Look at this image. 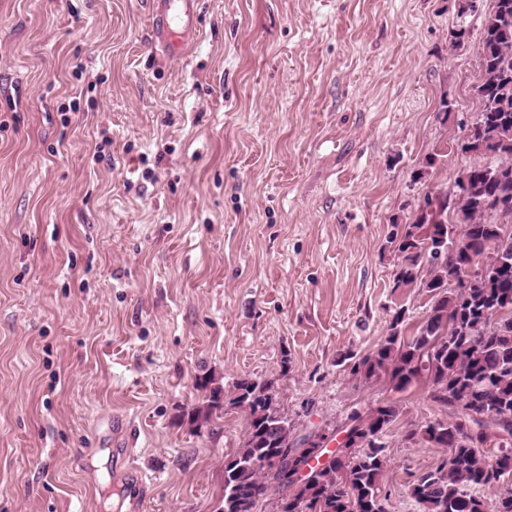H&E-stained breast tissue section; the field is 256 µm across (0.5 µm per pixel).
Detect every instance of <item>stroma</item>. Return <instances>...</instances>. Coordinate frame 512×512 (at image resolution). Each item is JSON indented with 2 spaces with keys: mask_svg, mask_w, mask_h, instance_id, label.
I'll use <instances>...</instances> for the list:
<instances>
[{
  "mask_svg": "<svg viewBox=\"0 0 512 512\" xmlns=\"http://www.w3.org/2000/svg\"><path fill=\"white\" fill-rule=\"evenodd\" d=\"M464 0H199L181 58L148 0H0V512H220L247 415L189 424L212 376L274 380L296 435L388 402L391 512L446 451L417 381L363 382L404 311L389 243L475 163L485 12ZM464 28V45L452 43Z\"/></svg>",
  "mask_w": 512,
  "mask_h": 512,
  "instance_id": "obj_1",
  "label": "stroma"
}]
</instances>
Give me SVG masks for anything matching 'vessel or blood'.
<instances>
[{"mask_svg":"<svg viewBox=\"0 0 512 512\" xmlns=\"http://www.w3.org/2000/svg\"><path fill=\"white\" fill-rule=\"evenodd\" d=\"M198 0H151L152 25L162 50L177 56L197 22Z\"/></svg>","mask_w":512,"mask_h":512,"instance_id":"1","label":"vessel or blood"}]
</instances>
